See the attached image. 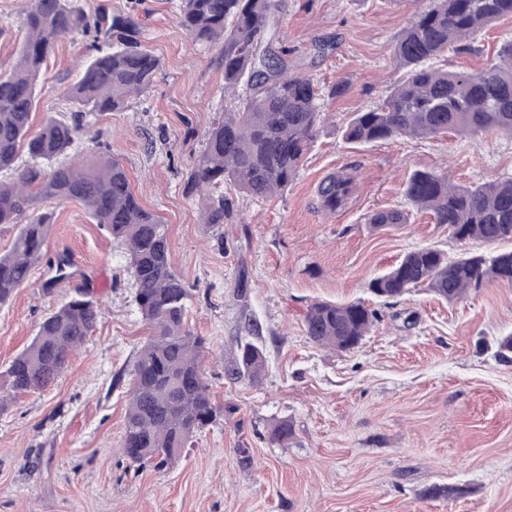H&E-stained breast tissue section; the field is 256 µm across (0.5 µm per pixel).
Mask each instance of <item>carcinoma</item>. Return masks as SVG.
<instances>
[{"mask_svg": "<svg viewBox=\"0 0 512 512\" xmlns=\"http://www.w3.org/2000/svg\"><path fill=\"white\" fill-rule=\"evenodd\" d=\"M180 25L200 46L215 50L224 72V108L207 133L204 152L194 162L190 185L202 194L205 223L223 226L233 214L224 185L257 200L271 199L296 177L302 157L326 121L322 90L312 75L288 67V50L276 46L278 0H179ZM504 17L512 0H430L393 43L405 75L393 82L378 106L352 115L343 130L348 143L369 144L401 137L430 138L502 133L512 137V38L497 53L498 62L472 72L433 65L445 53L468 51V41ZM26 37L13 67L0 72V225L18 226L12 249L0 254V307L14 298L43 259L50 215L37 209L43 198L79 202L127 251L134 300L154 335L140 348L130 371L122 455L132 463L164 468L188 440L217 421L214 401L200 364L204 340L186 324L190 293L171 261L168 226L145 210L116 160L92 166L62 160L78 135L84 112H120L128 100L146 93L159 60L142 47L130 14L88 13L78 0H26ZM80 35L97 51L67 89L74 104L71 119L49 117L32 132L39 77L52 48ZM28 163H19L21 153ZM353 179L331 176L319 187L325 206H344ZM408 203L433 215L459 242L512 244V179L455 184L444 174L416 171L405 183ZM376 229L406 223L403 211L372 213ZM512 286V248L493 253L466 252L450 259L435 248L407 252L394 267L371 279L368 290L397 298L426 287L453 303L488 283ZM100 317L99 304L83 295L45 315L31 343L10 363L0 385V411L22 395L51 385L69 367ZM378 321L362 302L313 303L305 333L322 347L351 349ZM262 348L237 343L231 375L261 379ZM294 436L287 419L276 422L268 440L288 446Z\"/></svg>", "mask_w": 512, "mask_h": 512, "instance_id": "cac0c4a2", "label": "carcinoma"}]
</instances>
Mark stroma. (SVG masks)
I'll list each match as a JSON object with an SVG mask.
<instances>
[{
    "label": "stroma",
    "mask_w": 512,
    "mask_h": 512,
    "mask_svg": "<svg viewBox=\"0 0 512 512\" xmlns=\"http://www.w3.org/2000/svg\"><path fill=\"white\" fill-rule=\"evenodd\" d=\"M79 3L133 15L142 45L161 62L149 92L125 111L84 114L73 154L118 160L140 204L167 224L173 267L191 293L188 326L206 341L202 370L225 414L165 469L121 455L129 371L152 328L135 305L124 247L80 203L41 202L52 216L44 261L0 307V371L77 292L98 301L101 317L60 378L0 412V512H512V363L496 356L498 339L512 332V286L492 283L452 304L423 288L390 300L367 289L410 250L452 258L480 250L425 214L409 212L408 223L382 230L367 218L405 207V182L417 170L463 185L512 178V138L360 146L342 135L353 112L379 104L399 77L393 42L429 0H281L292 62L322 89L343 81L347 90L326 98L331 117L288 188L267 201L234 193V215L217 232L189 181L226 105L213 52L181 28L178 0ZM23 8L24 0H0V71L23 40ZM510 36L506 18L439 63L483 68ZM322 42L329 48L320 54ZM89 56L83 39L58 42L34 124L69 116L60 90ZM332 174L355 176L358 188L327 214L318 188ZM60 256L73 275L55 283L49 263ZM318 301H362L379 321L353 349L320 347L304 329ZM244 337L266 355L261 381L226 374ZM283 418L295 435L277 448L268 432ZM243 446L253 456L248 468L239 462ZM434 485L459 493L426 498Z\"/></svg>",
    "instance_id": "35a3bbf8"
}]
</instances>
